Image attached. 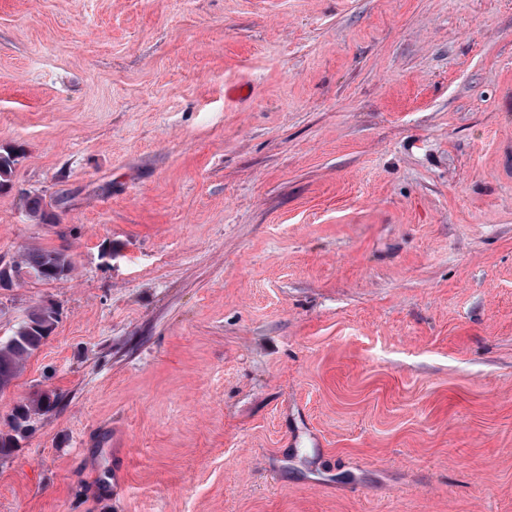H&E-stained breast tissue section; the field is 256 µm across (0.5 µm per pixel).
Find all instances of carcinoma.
I'll return each instance as SVG.
<instances>
[{
  "instance_id": "carcinoma-1",
  "label": "carcinoma",
  "mask_w": 512,
  "mask_h": 512,
  "mask_svg": "<svg viewBox=\"0 0 512 512\" xmlns=\"http://www.w3.org/2000/svg\"><path fill=\"white\" fill-rule=\"evenodd\" d=\"M15 164L12 152H0V192L10 188V178ZM72 268L69 255L64 250H27L17 264L19 269H27L38 274L41 281L60 277L59 268ZM57 317L42 308L31 311L24 322L6 341H0V391L11 384L21 372L24 362L43 344L51 333Z\"/></svg>"
}]
</instances>
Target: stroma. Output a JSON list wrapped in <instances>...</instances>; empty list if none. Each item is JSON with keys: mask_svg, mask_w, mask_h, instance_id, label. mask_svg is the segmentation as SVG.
<instances>
[{"mask_svg": "<svg viewBox=\"0 0 512 512\" xmlns=\"http://www.w3.org/2000/svg\"><path fill=\"white\" fill-rule=\"evenodd\" d=\"M0 149V512H512V0H0ZM64 265L67 266L68 271L72 269L69 255L65 250L33 248L22 255L17 268L27 269L39 274L38 280L50 281L61 277L58 269ZM56 321L55 314L42 308L34 309L10 338L0 340V391L21 372L24 362L40 348Z\"/></svg>", "mask_w": 512, "mask_h": 512, "instance_id": "stroma-1", "label": "stroma"}]
</instances>
